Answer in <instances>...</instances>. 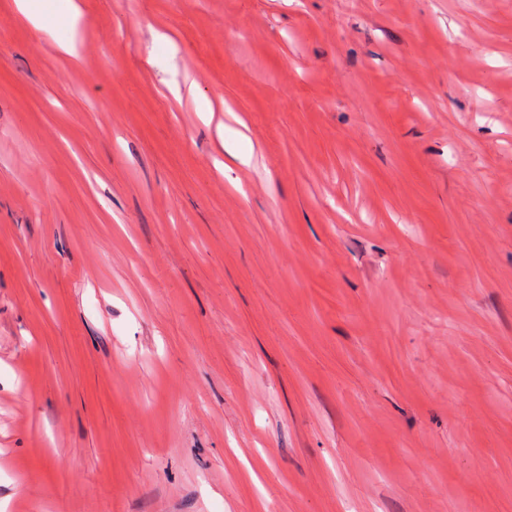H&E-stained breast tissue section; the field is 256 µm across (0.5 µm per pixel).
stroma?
Listing matches in <instances>:
<instances>
[{"instance_id":"35a3bbf8","label":"stroma","mask_w":512,"mask_h":512,"mask_svg":"<svg viewBox=\"0 0 512 512\" xmlns=\"http://www.w3.org/2000/svg\"><path fill=\"white\" fill-rule=\"evenodd\" d=\"M80 5L0 0V512H512V0ZM41 0H15V10L20 17L35 29H43V9ZM57 8L63 19L69 23L73 36L60 45V49L67 55H75L80 49L76 34L84 24V14L77 0H57Z\"/></svg>"}]
</instances>
